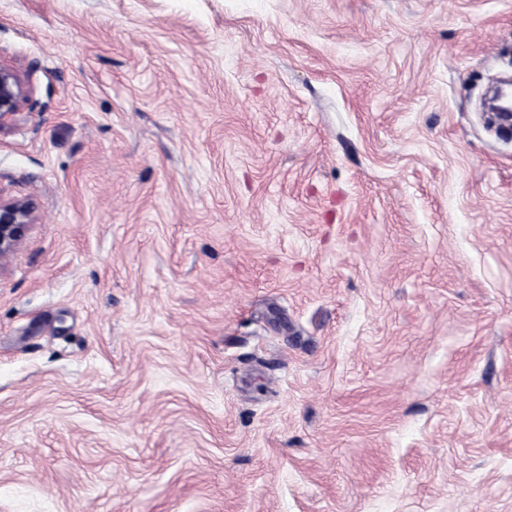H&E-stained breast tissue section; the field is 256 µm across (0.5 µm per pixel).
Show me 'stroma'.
Masks as SVG:
<instances>
[{"label": "stroma", "mask_w": 512, "mask_h": 512, "mask_svg": "<svg viewBox=\"0 0 512 512\" xmlns=\"http://www.w3.org/2000/svg\"><path fill=\"white\" fill-rule=\"evenodd\" d=\"M512 0H0V512H512ZM27 96L21 75L16 70L0 64V125L5 118L20 109ZM492 107L496 112H488V121L492 126L498 129H508L512 131V91L498 89L493 101ZM34 223L30 206L20 200H0V264L13 253L24 237L29 224Z\"/></svg>", "instance_id": "1"}]
</instances>
